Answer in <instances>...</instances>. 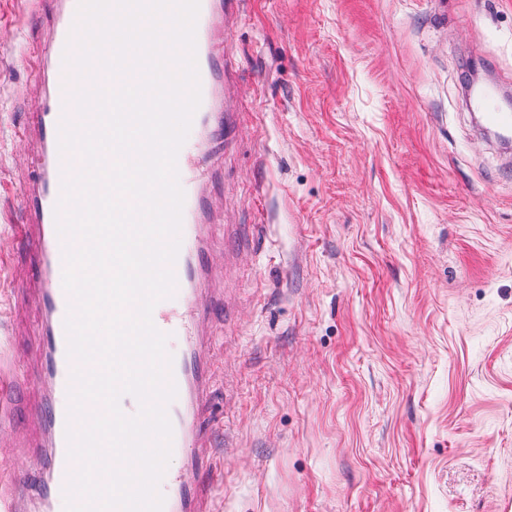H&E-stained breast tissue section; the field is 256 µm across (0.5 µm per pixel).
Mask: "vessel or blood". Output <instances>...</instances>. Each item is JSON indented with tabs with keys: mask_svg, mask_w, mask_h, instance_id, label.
Masks as SVG:
<instances>
[{
	"mask_svg": "<svg viewBox=\"0 0 512 512\" xmlns=\"http://www.w3.org/2000/svg\"><path fill=\"white\" fill-rule=\"evenodd\" d=\"M58 2L60 9L53 19V37L46 50L48 98L42 110L32 115V123L43 142V153L36 164L41 186L38 193L27 200L37 226L32 230L22 229L20 233L28 248L29 261L37 267L40 276L38 304L46 325L41 336L43 360L39 375L50 386L49 399L40 413L49 436L42 469L38 477L14 479L15 484L22 487V500L30 507L63 500L64 488L76 469L75 462L68 458L66 438L74 368L65 329L71 297L63 285V241L57 232L55 209L61 197L66 166L79 164L77 157L62 155L59 148L61 120L77 117L69 99L75 82L64 64V55L77 19L79 0ZM240 2L200 0L195 52L201 101L192 117L193 126L207 128L224 123L228 64L216 46L215 36L229 16L238 14ZM471 102L489 127L512 128V111L497 104L493 88H483L472 96ZM176 166L178 182L184 192L180 247L173 264L176 287L170 303L155 306L152 320L160 332L181 339L180 347L169 351L176 397L168 404L167 414L173 430L171 451L184 455L185 469L168 475L161 494L163 512H202V501L212 492L214 482L210 458L203 453L210 431L201 419L209 382L206 341L196 332L197 324L210 313L201 290L205 277L201 258L205 226L201 218L200 187L213 179L214 174L185 145L178 151Z\"/></svg>",
	"mask_w": 512,
	"mask_h": 512,
	"instance_id": "1",
	"label": "vessel or blood"
}]
</instances>
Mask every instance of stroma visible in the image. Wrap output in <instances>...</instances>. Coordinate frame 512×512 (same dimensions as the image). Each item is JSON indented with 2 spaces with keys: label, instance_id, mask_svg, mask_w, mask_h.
<instances>
[{
  "label": "stroma",
  "instance_id": "1",
  "mask_svg": "<svg viewBox=\"0 0 512 512\" xmlns=\"http://www.w3.org/2000/svg\"><path fill=\"white\" fill-rule=\"evenodd\" d=\"M52 7L0 0V336L25 380L6 477L40 465L42 320L11 291L35 274L13 226ZM226 44L208 512H512V151L462 89L470 61L512 88V0H248Z\"/></svg>",
  "mask_w": 512,
  "mask_h": 512
}]
</instances>
